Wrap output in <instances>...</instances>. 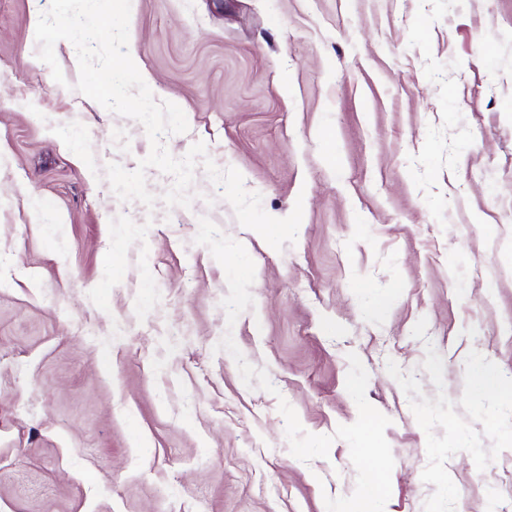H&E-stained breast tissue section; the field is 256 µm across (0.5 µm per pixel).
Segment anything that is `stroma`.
<instances>
[{
    "mask_svg": "<svg viewBox=\"0 0 512 512\" xmlns=\"http://www.w3.org/2000/svg\"><path fill=\"white\" fill-rule=\"evenodd\" d=\"M49 0H0V512H326L356 470L349 354L387 416L388 512H512V0H131L128 51L294 244L240 225L196 167L188 211L241 243L223 267L106 177L150 151L138 121L36 62ZM266 370L246 385L232 355ZM329 454L290 452L280 401ZM471 373L473 376V388L477 393L488 390H495L499 394L504 392L501 380L497 372L493 369L485 358L477 357L471 362Z\"/></svg>",
    "mask_w": 512,
    "mask_h": 512,
    "instance_id": "obj_1",
    "label": "stroma"
}]
</instances>
